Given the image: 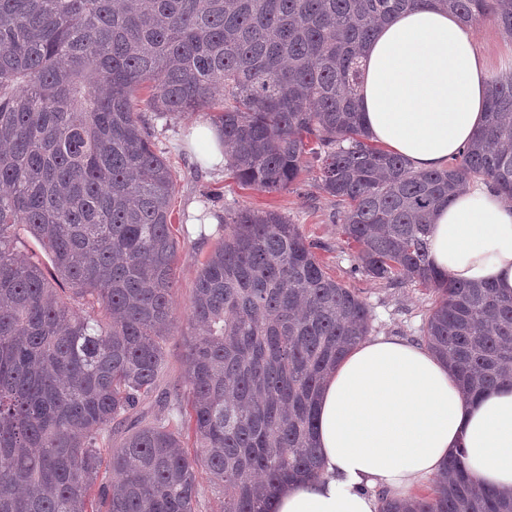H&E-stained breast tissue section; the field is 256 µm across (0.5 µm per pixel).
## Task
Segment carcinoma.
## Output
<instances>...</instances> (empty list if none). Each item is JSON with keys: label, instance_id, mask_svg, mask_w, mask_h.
Masks as SVG:
<instances>
[{"label": "carcinoma", "instance_id": "carcinoma-1", "mask_svg": "<svg viewBox=\"0 0 512 512\" xmlns=\"http://www.w3.org/2000/svg\"><path fill=\"white\" fill-rule=\"evenodd\" d=\"M427 1L512 37V0H0V512H201L208 493L271 512L284 483L320 475L319 392L370 308L286 216L226 209L184 314V375L163 386L178 179L148 112L213 113L242 186L287 189L317 165L357 269L434 295L421 341L465 394L512 384V296L449 280L428 252L432 215L468 183L512 203V64L443 170L369 143L357 103L377 26ZM379 499L512 512L460 453L417 501Z\"/></svg>", "mask_w": 512, "mask_h": 512}]
</instances>
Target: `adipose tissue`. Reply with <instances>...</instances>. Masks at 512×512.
<instances>
[{"label":"adipose tissue","instance_id":"obj_1","mask_svg":"<svg viewBox=\"0 0 512 512\" xmlns=\"http://www.w3.org/2000/svg\"><path fill=\"white\" fill-rule=\"evenodd\" d=\"M359 109L373 143L418 170L447 167L472 140L488 94L473 27L425 5L383 23L364 49ZM430 257L455 280L512 295V206L469 187L433 219ZM322 474L284 486L272 512H379L410 498L451 455L481 487L512 495V385L466 395L425 347L393 336L356 346L319 397Z\"/></svg>","mask_w":512,"mask_h":512}]
</instances>
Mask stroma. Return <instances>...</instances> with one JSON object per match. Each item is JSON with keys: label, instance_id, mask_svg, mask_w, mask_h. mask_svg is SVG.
I'll return each mask as SVG.
<instances>
[{"label": "stroma", "instance_id": "1", "mask_svg": "<svg viewBox=\"0 0 512 512\" xmlns=\"http://www.w3.org/2000/svg\"><path fill=\"white\" fill-rule=\"evenodd\" d=\"M474 37L489 73L512 61V37L493 16L475 23ZM211 122L212 116L206 111L183 112L153 122L156 146L180 176L172 202L173 230L180 243L175 288L178 311L188 306L197 269L221 235L219 226L225 209L275 210L298 224L315 243L326 272L366 301L372 314V335L420 342L432 293L413 282L387 283L355 271L356 247L342 234L337 219L339 207L335 198L320 190L317 169H306L297 183L278 192L241 187L224 169L205 166L191 146L196 124Z\"/></svg>", "mask_w": 512, "mask_h": 512}]
</instances>
